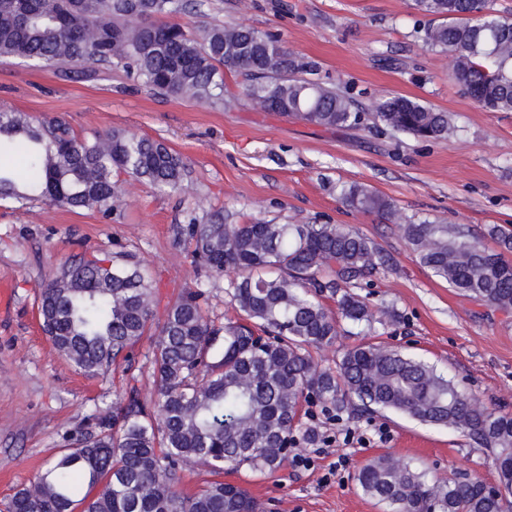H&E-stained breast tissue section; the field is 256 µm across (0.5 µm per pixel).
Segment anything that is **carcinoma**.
<instances>
[{"mask_svg": "<svg viewBox=\"0 0 512 512\" xmlns=\"http://www.w3.org/2000/svg\"><path fill=\"white\" fill-rule=\"evenodd\" d=\"M441 19L422 29L431 50L452 58L451 75L484 109L512 112V18L491 0H414ZM185 0H0V59L33 62L94 79L99 68L133 72L146 87L174 98L224 106V74L244 77L252 102L276 96L280 113L325 127L361 121L353 101L313 78L318 64L272 35L238 25L197 33L171 21ZM386 127L425 139L453 135L446 112L404 96L375 104ZM0 204L26 211L50 201L112 220L117 176L160 192L187 191V163L162 141L126 129L76 134L62 118L40 120L0 107ZM351 206L388 219L395 203L364 185L343 189ZM419 263L469 299L512 312V231L492 233L489 252L448 224H403ZM191 256L224 278L236 318L217 325L202 307L205 292L179 297L157 314L152 281L124 255L107 265L65 262L38 294L42 329L53 348L87 377L108 372L144 339L156 399L136 388L96 411L93 429L75 448L17 489L7 512H263L238 484L214 480L191 494L177 489L180 471L200 463L266 476L282 469L288 449L320 441L301 422L314 408L335 416L386 410L465 433L491 455L496 492L477 479H435L425 469L383 454L355 475L362 494L386 512H506L512 496V414L479 405L426 361L380 342L347 349L321 368L312 351L336 341L339 323L383 322L356 288L373 286L383 259L365 237L338 224H233L213 215L190 219ZM336 301L331 311L324 300ZM85 481L93 496L76 498Z\"/></svg>", "mask_w": 512, "mask_h": 512, "instance_id": "obj_1", "label": "carcinoma"}]
</instances>
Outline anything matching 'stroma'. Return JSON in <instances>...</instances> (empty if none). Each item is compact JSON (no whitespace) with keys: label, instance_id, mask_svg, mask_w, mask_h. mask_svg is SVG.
<instances>
[{"label":"stroma","instance_id":"35a3bbf8","mask_svg":"<svg viewBox=\"0 0 512 512\" xmlns=\"http://www.w3.org/2000/svg\"><path fill=\"white\" fill-rule=\"evenodd\" d=\"M178 20L192 30L231 24L277 36L317 61V79L350 97L363 120L323 127L261 111L232 75L224 78V107L215 108L155 94L121 69L89 81L0 61V107L64 116L79 135L125 128L162 139L187 161L191 187L185 196L161 193L123 177L121 206L108 222L48 202L29 213L0 205V284L11 292L9 309H0V512L63 451L66 434L88 427L127 384L142 400L154 398L147 344L137 346L131 368L95 378L54 350L36 301L65 261L133 254L149 269L159 306L202 289L211 320L234 316L223 280L207 279L190 255L184 228L192 215L341 224L368 238L386 259L370 301L393 309L398 321L369 333L343 324L316 361L332 366L344 349L378 341L435 365L480 404L512 413V313L459 295L416 260L400 230L406 222L457 225L497 249L489 229H512V112L485 110L449 77L448 57L419 38L425 18L414 0H204ZM397 94L450 113L457 134L421 140L375 120V102ZM352 183L392 199L397 219L348 205L340 190ZM306 424L322 436L350 428L364 441L339 440L322 453L305 445L307 466L291 462L267 477L230 472L224 481L245 486L270 512H382L355 481L358 467L381 453L437 477L497 481L492 459L457 430L393 413L339 421L319 413Z\"/></svg>","mask_w":512,"mask_h":512}]
</instances>
